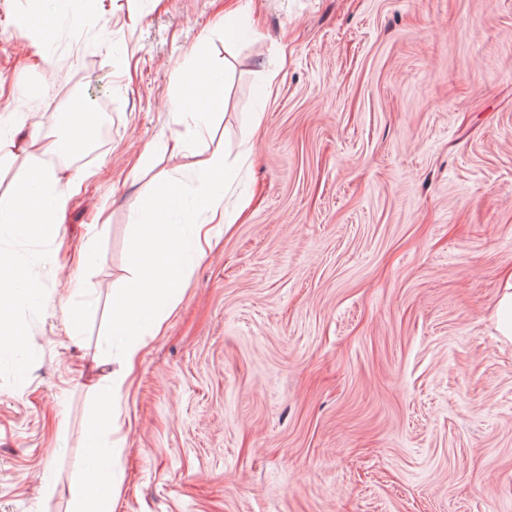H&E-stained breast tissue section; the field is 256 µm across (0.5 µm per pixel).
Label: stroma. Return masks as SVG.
I'll use <instances>...</instances> for the list:
<instances>
[{"label":"stroma","instance_id":"35a3bbf8","mask_svg":"<svg viewBox=\"0 0 512 512\" xmlns=\"http://www.w3.org/2000/svg\"><path fill=\"white\" fill-rule=\"evenodd\" d=\"M245 37L224 41L228 7ZM0 0L17 144L108 108L57 236H0L38 298L0 358V512H75L90 434L119 426L112 512H512V0ZM224 71L206 139L244 215L188 270L104 409L95 356L130 275V207L190 152L148 145ZM276 71L267 86L268 71ZM261 113L250 130L252 113ZM512 284L508 283L492 310L491 317L501 336L512 339Z\"/></svg>","mask_w":512,"mask_h":512}]
</instances>
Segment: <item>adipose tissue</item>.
<instances>
[{
  "mask_svg": "<svg viewBox=\"0 0 512 512\" xmlns=\"http://www.w3.org/2000/svg\"><path fill=\"white\" fill-rule=\"evenodd\" d=\"M198 72L204 83L203 101L174 100L172 110L178 125L170 137L159 140L160 150H177L203 137L214 117V109L224 103V72L208 60H201ZM87 138L82 122L71 123L64 139L44 141L33 137L27 155L28 167L13 194L0 196V229L19 234L47 237L57 234L73 186H60L53 167L44 155L61 154L80 146ZM223 150H214L198 162L194 176L198 184L197 211L179 207L169 190L139 199L132 207L135 223L134 261L131 276L112 292V336L118 340L121 356L133 361L146 337L157 335L166 315L179 303L185 273L206 254L214 237L235 215L225 211L221 197L213 191L215 179L223 174ZM21 282L25 275L14 255L0 249V352L12 349L20 333L9 314L16 296L5 291L8 283ZM103 467L87 471L73 489L78 512H110L113 482L106 469L112 464L111 445H96Z\"/></svg>",
  "mask_w": 512,
  "mask_h": 512,
  "instance_id": "1",
  "label": "adipose tissue"
}]
</instances>
